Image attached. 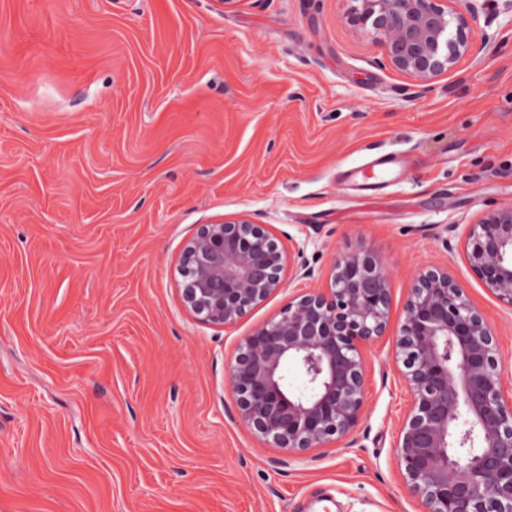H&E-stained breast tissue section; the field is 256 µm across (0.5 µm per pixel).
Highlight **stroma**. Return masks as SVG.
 <instances>
[{
    "label": "stroma",
    "instance_id": "stroma-1",
    "mask_svg": "<svg viewBox=\"0 0 512 512\" xmlns=\"http://www.w3.org/2000/svg\"><path fill=\"white\" fill-rule=\"evenodd\" d=\"M356 5L0 0V512H420L395 455L411 398L393 338L434 266L492 324L512 393V307L464 256L469 226L512 206V12L489 0L478 57L420 86L380 65ZM379 153L406 157L399 179L343 187ZM242 219L313 275L204 324L182 250ZM362 248L391 285L364 415L285 455L239 423L227 363Z\"/></svg>",
    "mask_w": 512,
    "mask_h": 512
}]
</instances>
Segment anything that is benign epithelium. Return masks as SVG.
Returning a JSON list of instances; mask_svg holds the SVG:
<instances>
[{
  "label": "benign epithelium",
  "mask_w": 512,
  "mask_h": 512,
  "mask_svg": "<svg viewBox=\"0 0 512 512\" xmlns=\"http://www.w3.org/2000/svg\"><path fill=\"white\" fill-rule=\"evenodd\" d=\"M485 9L486 0H359L355 21L378 35L381 64L427 85L477 55L471 24ZM465 258L512 307V206L472 225ZM286 261L263 224H204L183 251V304L205 324H234L281 288ZM390 292L377 253L338 254L327 291L292 297L242 339L227 371L239 422L288 453L348 437L364 414V350L387 330ZM395 350L411 396L397 464L424 512H512V398L498 339L448 271L417 277ZM290 363L303 377L296 390Z\"/></svg>",
  "instance_id": "benign-epithelium-1"
}]
</instances>
